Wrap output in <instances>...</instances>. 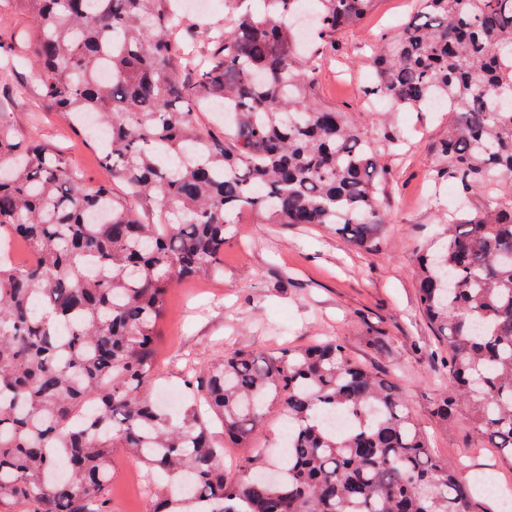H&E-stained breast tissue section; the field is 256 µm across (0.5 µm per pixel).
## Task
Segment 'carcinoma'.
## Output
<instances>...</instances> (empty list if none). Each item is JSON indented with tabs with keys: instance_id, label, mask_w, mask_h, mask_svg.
<instances>
[{
	"instance_id": "carcinoma-1",
	"label": "carcinoma",
	"mask_w": 512,
	"mask_h": 512,
	"mask_svg": "<svg viewBox=\"0 0 512 512\" xmlns=\"http://www.w3.org/2000/svg\"><path fill=\"white\" fill-rule=\"evenodd\" d=\"M32 15L46 101L102 146L128 196L14 135L0 113V233L34 260L0 258V500L35 512H111L108 458L126 448L165 479L153 512H486L491 496L433 455L399 388L331 339L236 350L187 379L245 447L272 406L288 464L244 455L224 478L209 416L149 395L156 328L174 285L222 271L239 213L314 224L365 251L384 224L386 129L366 140L319 104L321 51L291 28L301 0H226L208 62L183 76L200 26L181 0H20ZM374 0H319V35L363 23ZM370 98L455 114L435 183L455 192L440 248L421 254L419 301L482 447L512 458V0H415L372 48ZM224 103V135L196 123ZM478 196L481 205L470 208ZM354 415L353 428L327 415Z\"/></svg>"
}]
</instances>
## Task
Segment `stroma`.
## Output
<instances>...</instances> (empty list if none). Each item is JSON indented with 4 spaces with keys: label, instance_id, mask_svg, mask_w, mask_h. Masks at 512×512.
I'll return each instance as SVG.
<instances>
[{
    "label": "stroma",
    "instance_id": "35a3bbf8",
    "mask_svg": "<svg viewBox=\"0 0 512 512\" xmlns=\"http://www.w3.org/2000/svg\"><path fill=\"white\" fill-rule=\"evenodd\" d=\"M410 14L408 0H376L365 25L337 34L317 84L319 100L347 113L366 139H377L387 127L403 138L399 155L385 160L392 179L376 249L362 251L318 227L271 224L243 211L224 246L223 274L179 283L168 294L159 383L184 390L187 369L227 351L270 353L335 338L350 356L393 378L433 454L455 464L467 480L488 477L512 488V463L500 449L479 447L463 406L444 421L434 413L444 371L439 340L420 307L417 267L421 249L441 242L438 215L458 206L446 192L434 191L430 179L449 115L387 103L374 109L364 99L374 78L369 44L400 29ZM30 34L28 12L16 0H0V55L16 64L12 84L0 86V110L8 112L16 135L67 152L88 179L125 194V185L103 167L99 147L47 107ZM110 467L112 512H147L140 491L145 467L123 448L112 450Z\"/></svg>",
    "mask_w": 512,
    "mask_h": 512
}]
</instances>
